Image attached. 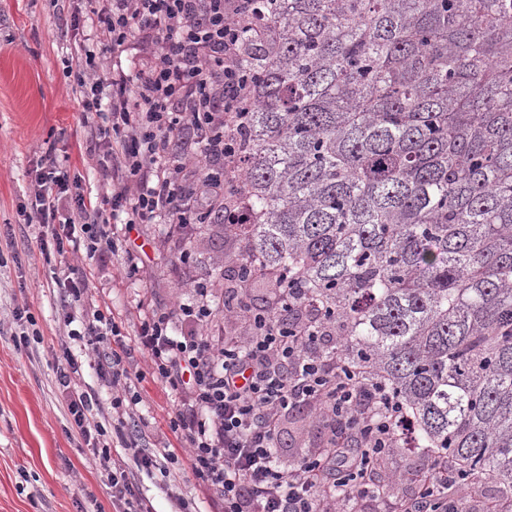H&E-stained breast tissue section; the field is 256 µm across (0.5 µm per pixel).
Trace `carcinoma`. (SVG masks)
I'll list each match as a JSON object with an SVG mask.
<instances>
[{"mask_svg": "<svg viewBox=\"0 0 512 512\" xmlns=\"http://www.w3.org/2000/svg\"><path fill=\"white\" fill-rule=\"evenodd\" d=\"M250 257L304 288L414 447L512 507V0H262Z\"/></svg>", "mask_w": 512, "mask_h": 512, "instance_id": "carcinoma-1", "label": "carcinoma"}]
</instances>
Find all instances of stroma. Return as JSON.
Segmentation results:
<instances>
[{
  "instance_id": "1",
  "label": "stroma",
  "mask_w": 512,
  "mask_h": 512,
  "mask_svg": "<svg viewBox=\"0 0 512 512\" xmlns=\"http://www.w3.org/2000/svg\"><path fill=\"white\" fill-rule=\"evenodd\" d=\"M81 5V0H0V225L19 223L28 172L48 146L68 156L84 190H101L95 161L79 149L82 105L66 68L78 38L65 30L62 19ZM142 230L145 255L138 273H127L120 250L87 263L91 277L85 310L110 312L129 338L153 309L188 301L191 279L208 274L216 260L240 248L219 227L196 226L197 261L187 267L157 248L167 225L146 224ZM49 276L35 246L21 263L0 267V321H10L14 307L28 305L43 336L31 353L0 338V512H79L91 495L105 512H112L111 490L89 465V448L80 447L70 435L61 409L63 396L54 384V359L65 341V326L47 286ZM139 368L141 402L135 414L149 422L151 444L179 451L180 443L168 428L176 394L153 377L147 362ZM321 441V430L305 409L289 411L279 442L284 462ZM142 490L155 512H172L170 496L175 492L191 499L197 512L219 510L209 492L184 470L154 473L143 479Z\"/></svg>"
}]
</instances>
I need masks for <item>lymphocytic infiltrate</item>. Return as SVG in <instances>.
I'll list each match as a JSON object with an SVG mask.
<instances>
[{
	"label": "lymphocytic infiltrate",
	"mask_w": 512,
	"mask_h": 512,
	"mask_svg": "<svg viewBox=\"0 0 512 512\" xmlns=\"http://www.w3.org/2000/svg\"><path fill=\"white\" fill-rule=\"evenodd\" d=\"M254 0H86L66 20L82 32L76 58V86L87 130L85 152L101 157L108 187L85 194L69 168L47 149L30 182L23 213L28 234L7 228L11 248L37 242L53 265L51 283L69 323V339L93 358L99 378L113 391L111 416L93 408L95 394L81 388V366L71 349L56 361L55 384L65 395L68 415L91 449L90 462L104 473L117 512H151L140 491L141 474L187 457L193 478L223 503L224 512H337L343 500H376L372 481L408 426L405 407L385 386L367 387L362 369L346 364L343 347L325 335L319 312L295 288L277 289L293 310L254 306L250 283L210 277L191 283V298L154 309L138 326L133 343L103 311L75 317L88 295L84 268L67 254L95 259L110 253V216L124 212L134 224H165L163 245L181 264L187 248L189 212L176 193L183 167L169 155L199 125L211 135L205 164L195 167L200 203H207V161L224 163V211L245 223L246 179L238 144L241 120L254 106L243 70L241 23ZM136 50L146 61L136 74L104 70L107 56ZM223 306H216V294ZM238 332L221 336L225 322ZM150 362L178 400L170 426L184 453L158 458L143 441L148 423L133 418L142 377L134 355ZM312 405L323 428L320 448L284 466L276 456L290 409ZM115 434L125 464L112 463L108 434ZM408 497L393 512H459L468 486L452 462L430 460L407 472Z\"/></svg>",
	"instance_id": "f902f5d3"
}]
</instances>
